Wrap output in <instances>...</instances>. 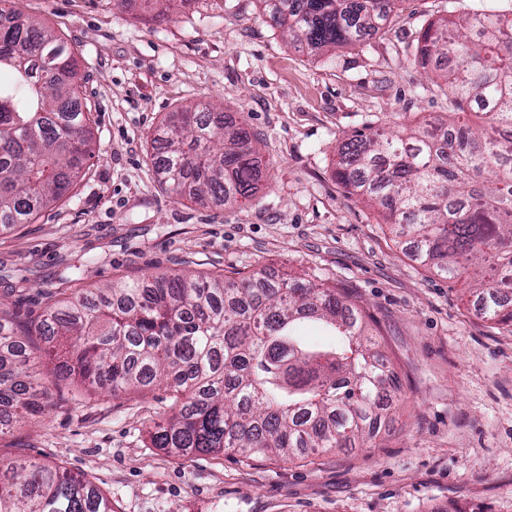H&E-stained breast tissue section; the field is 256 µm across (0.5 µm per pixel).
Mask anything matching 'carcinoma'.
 <instances>
[{
    "label": "carcinoma",
    "mask_w": 512,
    "mask_h": 512,
    "mask_svg": "<svg viewBox=\"0 0 512 512\" xmlns=\"http://www.w3.org/2000/svg\"><path fill=\"white\" fill-rule=\"evenodd\" d=\"M397 0H259L275 27L312 55L359 45ZM0 0V228L32 224L83 175L88 106L77 61L50 27ZM416 62L441 71L448 103L483 119L474 128L377 126L342 142L336 179L375 207L418 262L480 295L476 312L512 332V20L430 22ZM159 177L175 195L232 205L266 177L251 134L207 104L172 113ZM305 320L336 337L312 345ZM359 301L336 287L263 272L238 279H127L51 296L26 314L0 302V434L47 415L75 382L114 396L157 382L171 415L152 445L171 453L246 460L309 458L374 437L398 386ZM58 360L37 370L33 339ZM0 512H112L92 482L56 464L0 456Z\"/></svg>",
    "instance_id": "obj_1"
}]
</instances>
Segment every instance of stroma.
Instances as JSON below:
<instances>
[{
  "mask_svg": "<svg viewBox=\"0 0 512 512\" xmlns=\"http://www.w3.org/2000/svg\"><path fill=\"white\" fill-rule=\"evenodd\" d=\"M76 54L92 107L85 175L36 223L0 232V296L156 274L268 270L356 296L400 390L356 448L315 461L152 447L165 385L74 401L0 437V455L92 481L114 512H512V332L476 316L464 281L414 260L373 207L336 180L355 132L448 118L436 68L414 62L428 22L512 18V0H399L383 30L319 57L287 41L257 0H184L146 21L145 0H14ZM210 103L259 142L257 196L216 207L172 194L153 140L172 112Z\"/></svg>",
  "mask_w": 512,
  "mask_h": 512,
  "instance_id": "35a3bbf8",
  "label": "stroma"
}]
</instances>
